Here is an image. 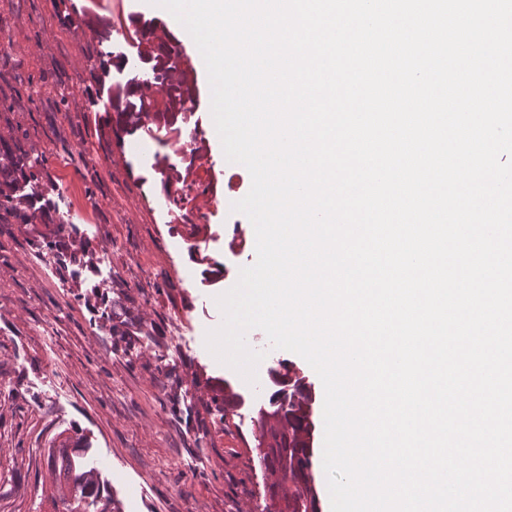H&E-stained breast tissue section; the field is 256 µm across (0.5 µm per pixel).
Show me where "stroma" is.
<instances>
[{
    "mask_svg": "<svg viewBox=\"0 0 512 512\" xmlns=\"http://www.w3.org/2000/svg\"><path fill=\"white\" fill-rule=\"evenodd\" d=\"M150 0H0V144L17 163L24 224L0 223V512H63L71 482L50 463L99 465L96 507L262 512L254 454L270 379L248 385L208 351L217 296L256 258L235 200L251 176L218 143L211 89L180 27L165 43ZM112 55L100 68V53ZM173 54L194 68L177 119L126 126L141 71ZM195 128V155L181 132ZM164 139L142 148L148 131ZM271 368L313 398V469L325 503L324 388L299 355L250 330Z\"/></svg>",
    "mask_w": 512,
    "mask_h": 512,
    "instance_id": "stroma-1",
    "label": "stroma"
}]
</instances>
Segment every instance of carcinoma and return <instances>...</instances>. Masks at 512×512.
<instances>
[{"label": "carcinoma", "mask_w": 512, "mask_h": 512, "mask_svg": "<svg viewBox=\"0 0 512 512\" xmlns=\"http://www.w3.org/2000/svg\"><path fill=\"white\" fill-rule=\"evenodd\" d=\"M159 66L170 74V83L165 92V111L173 112L183 107L191 97L188 76L185 71H179L163 60L159 61ZM16 172L17 166L11 153L0 151L1 224L21 216L23 199L13 193ZM271 375L278 389L269 399V409L258 413L257 422L261 430L257 445L258 463L266 469L278 470L299 483V489L294 496L288 497L281 495L277 487H270L271 504L264 507V512H318L310 486L313 466L310 436L314 424L307 406L295 401L303 385L297 382L288 384V375L276 369L271 371ZM70 480L74 501L68 503V512H79L74 504L89 497L99 485V480L86 471L71 474Z\"/></svg>", "instance_id": "obj_1"}]
</instances>
